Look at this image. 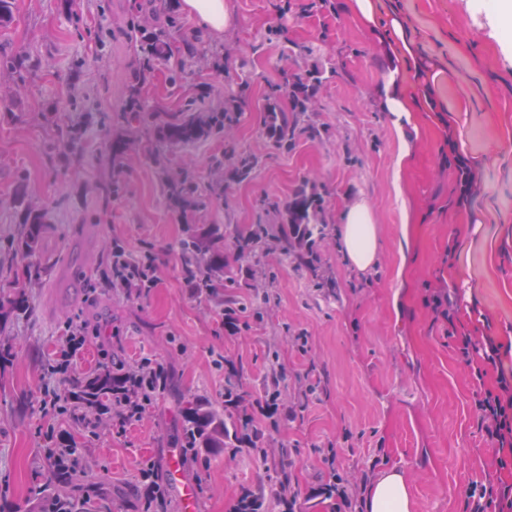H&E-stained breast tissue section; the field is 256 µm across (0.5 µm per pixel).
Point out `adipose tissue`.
I'll list each match as a JSON object with an SVG mask.
<instances>
[{
	"label": "adipose tissue",
	"mask_w": 512,
	"mask_h": 512,
	"mask_svg": "<svg viewBox=\"0 0 512 512\" xmlns=\"http://www.w3.org/2000/svg\"><path fill=\"white\" fill-rule=\"evenodd\" d=\"M341 252L350 267L365 271L378 254V232L369 207L358 203L345 216L338 230ZM366 512H412L413 503L404 476L389 471L380 476L365 498Z\"/></svg>",
	"instance_id": "obj_1"
}]
</instances>
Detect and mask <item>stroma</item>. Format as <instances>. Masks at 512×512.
<instances>
[{
    "instance_id": "1",
    "label": "stroma",
    "mask_w": 512,
    "mask_h": 512,
    "mask_svg": "<svg viewBox=\"0 0 512 512\" xmlns=\"http://www.w3.org/2000/svg\"><path fill=\"white\" fill-rule=\"evenodd\" d=\"M158 4L180 22L176 45L198 42L218 59L186 67L177 80L171 63L159 62L146 88L149 106L177 112L230 94L240 102L224 135L167 150L170 172L191 173L200 187L194 223L266 222L264 200L287 201L313 182L327 222L318 251L336 285L317 287L305 268L269 254L274 299L264 320L230 332L220 311L184 283L177 257L184 219L161 190L151 117L133 125L143 146L126 155L122 192L106 205L98 197L145 36L132 25L135 0H15L0 49L36 66L9 101L0 100V262L21 267L13 234L32 208L45 213L44 251L56 274L30 288L29 311L13 318L17 356L0 370V512H45L38 488L46 450L68 440L80 449L72 477L84 497L108 512H142L139 468L180 454L184 400H218L228 361L263 398L274 353L285 368L275 459L228 448L187 462L183 479L198 492L199 512H234L243 491L267 488L273 465L299 490L296 512H345L340 499L317 494L328 480L322 457L330 443L350 483L394 469L408 482L413 512H467L464 489L492 472L497 451L479 429L464 338L492 337L512 365V59L482 0H390L418 45L414 69L351 13L349 0H231L233 21L219 38L181 0ZM315 67L323 72L317 134L280 150L264 125L270 89ZM391 80L420 104L399 127L384 105ZM86 117L81 161L58 165L63 128ZM405 137L412 152L400 168ZM230 149L258 158L251 180L218 178L209 161ZM460 160L474 174L466 193ZM361 200L380 246L375 265L358 272L346 265L336 229ZM117 241L132 255L155 256L157 284L145 295L113 287L108 256ZM436 291L448 294L455 322L435 318ZM72 323L86 326L72 371L109 366L116 352L129 368L146 360L163 366L165 384L139 420L104 414L85 428L46 416L44 385ZM303 390L304 406L287 416L290 398Z\"/></svg>"
}]
</instances>
